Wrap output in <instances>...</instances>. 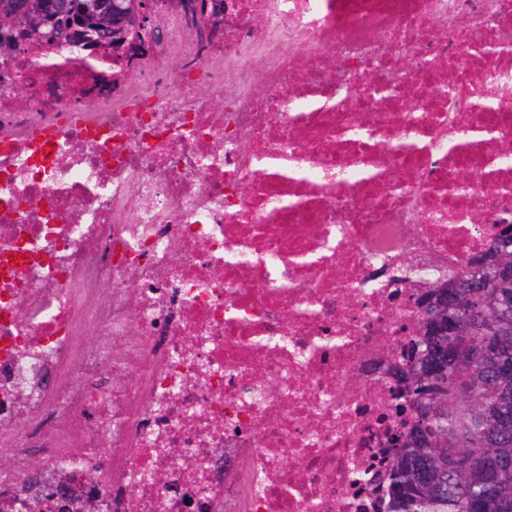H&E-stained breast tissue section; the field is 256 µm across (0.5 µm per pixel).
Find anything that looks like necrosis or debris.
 <instances>
[{
    "label": "necrosis or debris",
    "instance_id": "4bbe7bcc",
    "mask_svg": "<svg viewBox=\"0 0 512 512\" xmlns=\"http://www.w3.org/2000/svg\"><path fill=\"white\" fill-rule=\"evenodd\" d=\"M0 68V512H382L432 283L512 222V0H226Z\"/></svg>",
    "mask_w": 512,
    "mask_h": 512
}]
</instances>
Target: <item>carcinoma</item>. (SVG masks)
Here are the masks:
<instances>
[{"instance_id": "carcinoma-1", "label": "carcinoma", "mask_w": 512, "mask_h": 512, "mask_svg": "<svg viewBox=\"0 0 512 512\" xmlns=\"http://www.w3.org/2000/svg\"><path fill=\"white\" fill-rule=\"evenodd\" d=\"M127 0H0V56L19 43L57 48L78 38L71 22L93 20L98 45H112V17ZM492 267L461 265L448 287L434 283L401 375L410 426L385 473L383 512H512V235L497 238ZM463 352L448 366V348ZM445 367L427 378L424 367Z\"/></svg>"}]
</instances>
